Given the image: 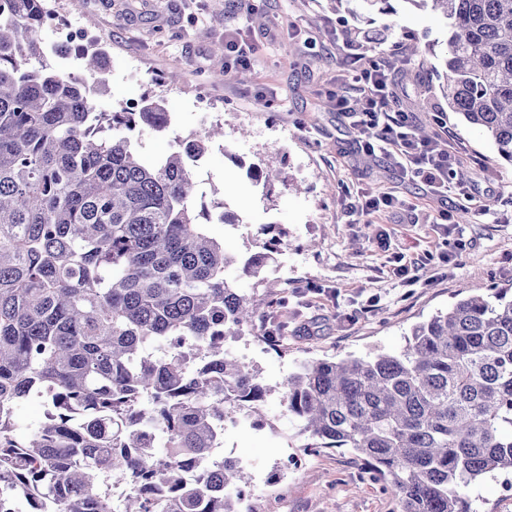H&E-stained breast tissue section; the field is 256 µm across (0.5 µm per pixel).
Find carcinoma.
<instances>
[{"mask_svg":"<svg viewBox=\"0 0 512 512\" xmlns=\"http://www.w3.org/2000/svg\"><path fill=\"white\" fill-rule=\"evenodd\" d=\"M403 2L445 20L448 109L512 165V0ZM44 3L0 0V487L26 512H257L247 467L212 456L270 393L227 342L266 317L257 289L285 232L226 253L206 225L243 218L197 206L192 165L222 127L144 158L132 133L170 127L163 100L100 112L33 66ZM81 59L106 91L102 53ZM281 394L306 449H352L397 512H477L469 486L512 475L509 289L416 324L394 354L302 362ZM33 398L45 421L20 437ZM192 459L211 465L185 485Z\"/></svg>","mask_w":512,"mask_h":512,"instance_id":"cac0c4a2","label":"carcinoma"}]
</instances>
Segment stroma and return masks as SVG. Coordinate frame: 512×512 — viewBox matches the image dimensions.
Instances as JSON below:
<instances>
[{
  "instance_id": "35a3bbf8",
  "label": "stroma",
  "mask_w": 512,
  "mask_h": 512,
  "mask_svg": "<svg viewBox=\"0 0 512 512\" xmlns=\"http://www.w3.org/2000/svg\"><path fill=\"white\" fill-rule=\"evenodd\" d=\"M66 21L106 43L109 89L94 96L102 111L150 94L163 98L172 124L143 131L153 159L212 123L224 140L199 171L217 199L243 224L214 223L209 233L243 256L263 241L264 224H282L288 246L263 287L268 319L284 327L283 351L270 349L266 327L233 344L263 383L278 386L304 360L392 353L411 327L479 288L512 289V165L494 144L448 109L441 73L447 31L429 11L396 0L391 14L352 13L350 0H84ZM237 32L250 57L247 81L224 67V34ZM400 55L389 80L391 108L409 112L432 134L447 132L475 199L462 204L403 177L383 156L361 153L348 113L336 106L362 97L347 82L352 56L364 62ZM223 79H216V72ZM425 108H417L418 100ZM259 164L280 171L271 195L246 176ZM383 192L393 208L363 213L360 199ZM468 206L472 218L444 234L442 206ZM407 277L395 275L399 265ZM259 428L228 429L224 441L251 468L258 512H394L395 502L347 448L306 452L308 437L271 394Z\"/></svg>"
}]
</instances>
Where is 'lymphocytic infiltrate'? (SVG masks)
I'll use <instances>...</instances> for the list:
<instances>
[{
	"instance_id": "1",
	"label": "lymphocytic infiltrate",
	"mask_w": 512,
	"mask_h": 512,
	"mask_svg": "<svg viewBox=\"0 0 512 512\" xmlns=\"http://www.w3.org/2000/svg\"><path fill=\"white\" fill-rule=\"evenodd\" d=\"M391 68V63L384 60L361 67L353 74L363 93V104L354 113L362 151L369 155L384 154L404 175L420 179L440 197L464 193L463 184L448 181V174L458 166L459 158L449 150L447 138L418 140L408 113L389 114L387 83Z\"/></svg>"
}]
</instances>
